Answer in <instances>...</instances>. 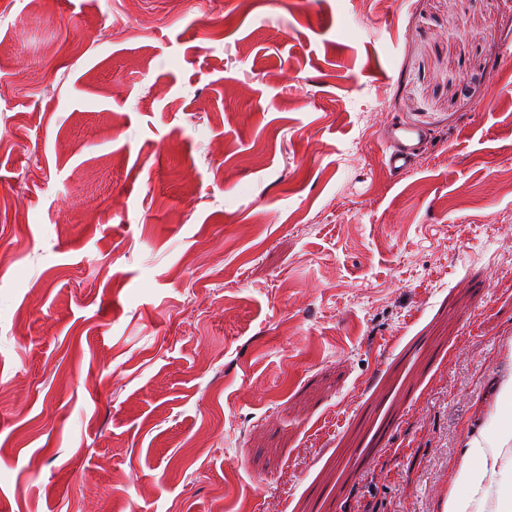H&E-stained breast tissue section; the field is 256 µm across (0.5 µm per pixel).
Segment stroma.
Returning <instances> with one entry per match:
<instances>
[{
	"instance_id": "1",
	"label": "stroma",
	"mask_w": 512,
	"mask_h": 512,
	"mask_svg": "<svg viewBox=\"0 0 512 512\" xmlns=\"http://www.w3.org/2000/svg\"><path fill=\"white\" fill-rule=\"evenodd\" d=\"M507 224L512 0H0L4 512H441ZM384 139L382 164L390 172L400 173L409 168L411 159L420 149L423 135L417 128L393 123L385 128Z\"/></svg>"
}]
</instances>
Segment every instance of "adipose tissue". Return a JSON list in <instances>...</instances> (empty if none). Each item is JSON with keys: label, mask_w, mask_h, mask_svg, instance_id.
Masks as SVG:
<instances>
[{"label": "adipose tissue", "mask_w": 512, "mask_h": 512, "mask_svg": "<svg viewBox=\"0 0 512 512\" xmlns=\"http://www.w3.org/2000/svg\"><path fill=\"white\" fill-rule=\"evenodd\" d=\"M500 404L508 409L499 424L494 439L475 437L468 441L464 461L458 469L454 484L448 493L444 512H475L477 505L492 495V478L500 455L512 443V382H506L498 396Z\"/></svg>", "instance_id": "1"}]
</instances>
